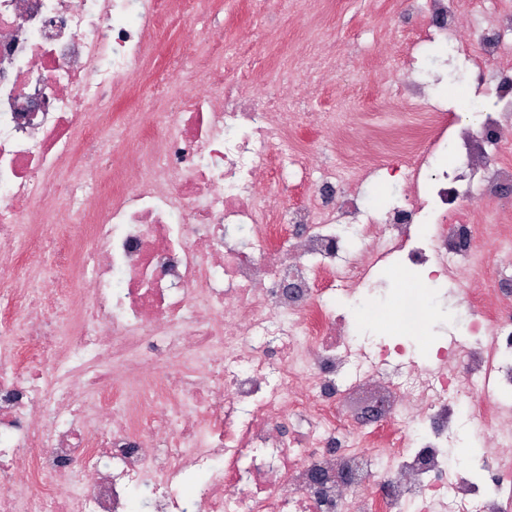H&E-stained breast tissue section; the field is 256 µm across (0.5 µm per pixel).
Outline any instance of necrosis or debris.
I'll return each instance as SVG.
<instances>
[{
	"instance_id": "4bbe7bcc",
	"label": "necrosis or debris",
	"mask_w": 512,
	"mask_h": 512,
	"mask_svg": "<svg viewBox=\"0 0 512 512\" xmlns=\"http://www.w3.org/2000/svg\"><path fill=\"white\" fill-rule=\"evenodd\" d=\"M161 7L0 0V512H133L135 489L151 512H512V312L424 366L374 331L425 333L410 268L486 258L427 221L448 201L431 145L406 206L361 208L368 173L342 164L271 211L259 173L303 162L271 116L296 100L244 96L230 49L130 139L112 95L162 53ZM363 387L402 424L370 452L336 410ZM475 425L503 452L464 465Z\"/></svg>"
}]
</instances>
